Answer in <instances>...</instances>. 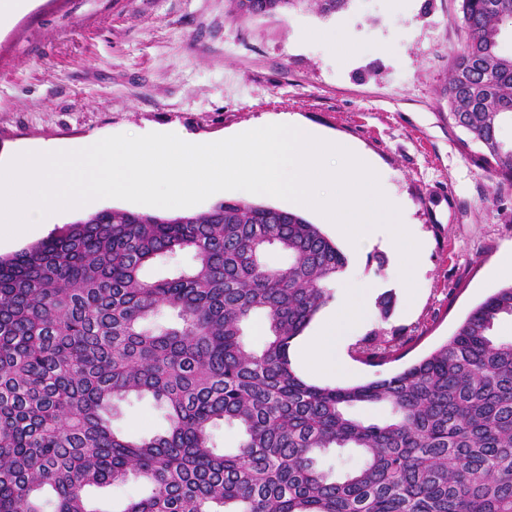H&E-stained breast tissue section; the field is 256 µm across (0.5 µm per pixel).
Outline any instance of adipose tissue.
<instances>
[{"mask_svg":"<svg viewBox=\"0 0 512 512\" xmlns=\"http://www.w3.org/2000/svg\"><path fill=\"white\" fill-rule=\"evenodd\" d=\"M343 288V299L336 302L316 334L296 345L301 366L335 381L350 374L345 346L365 316L368 293L366 285L352 278L345 280Z\"/></svg>","mask_w":512,"mask_h":512,"instance_id":"ef3b65f1","label":"adipose tissue"}]
</instances>
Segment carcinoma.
I'll list each match as a JSON object with an SVG mask.
<instances>
[{"mask_svg": "<svg viewBox=\"0 0 512 512\" xmlns=\"http://www.w3.org/2000/svg\"><path fill=\"white\" fill-rule=\"evenodd\" d=\"M245 18L309 0H230ZM467 30L448 84V125L512 176V0H460ZM288 257L268 263L270 252ZM190 253L193 263L149 279ZM344 252L297 212L224 200L161 217L110 209L0 256V512H104L90 486L143 480L148 495L112 512H512V283L451 338L388 377L319 386L296 374L290 340L331 298ZM171 321L158 323L163 312ZM264 319L259 348L247 342ZM355 358L383 365L387 344ZM150 397L167 428L133 439L119 405ZM357 405H384L369 422ZM241 435L229 453L212 428ZM354 448L363 465H319Z\"/></svg>", "mask_w": 512, "mask_h": 512, "instance_id": "1", "label": "carcinoma"}]
</instances>
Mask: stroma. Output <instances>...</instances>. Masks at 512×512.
Segmentation results:
<instances>
[{
  "instance_id": "obj_1",
  "label": "stroma",
  "mask_w": 512,
  "mask_h": 512,
  "mask_svg": "<svg viewBox=\"0 0 512 512\" xmlns=\"http://www.w3.org/2000/svg\"><path fill=\"white\" fill-rule=\"evenodd\" d=\"M0 30V162L118 134L173 133L211 143L288 121L357 145L425 251L417 294L366 240L358 279L376 285L352 343L404 345L381 366L354 362L348 385L389 376L444 344L503 285L489 267L512 249V179L448 125L452 59L465 38L459 0H349L243 19L229 0H33ZM346 35L354 63L331 50ZM393 296L389 313L379 305ZM116 424L150 437L166 426L151 398L121 403Z\"/></svg>"
}]
</instances>
